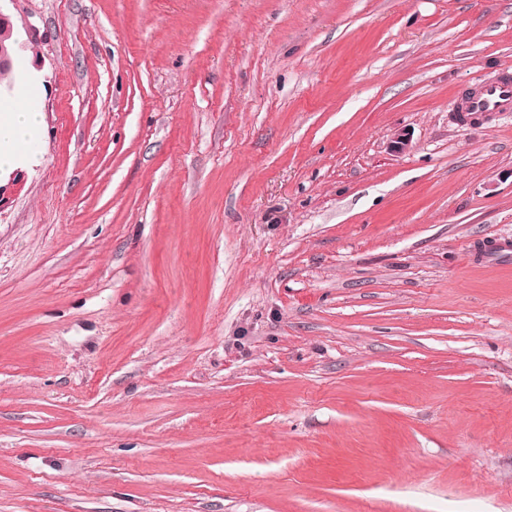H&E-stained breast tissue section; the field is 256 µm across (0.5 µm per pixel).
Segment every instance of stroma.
I'll use <instances>...</instances> for the list:
<instances>
[{
	"mask_svg": "<svg viewBox=\"0 0 512 512\" xmlns=\"http://www.w3.org/2000/svg\"><path fill=\"white\" fill-rule=\"evenodd\" d=\"M0 10V512H512V0ZM467 112H490L492 116L512 112V75L503 72L488 79L478 90L465 96L457 112H452L461 123L489 120L466 116ZM34 87L32 82L24 83L14 98L0 102V170L12 168L27 157L38 140L41 112L23 99ZM28 100H37L35 92H29Z\"/></svg>",
	"mask_w": 512,
	"mask_h": 512,
	"instance_id": "stroma-1",
	"label": "stroma"
}]
</instances>
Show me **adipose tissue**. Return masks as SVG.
I'll list each match as a JSON object with an SVG mask.
<instances>
[{
  "mask_svg": "<svg viewBox=\"0 0 512 512\" xmlns=\"http://www.w3.org/2000/svg\"><path fill=\"white\" fill-rule=\"evenodd\" d=\"M32 88V83H24L14 98L0 102V170L14 167L27 157L38 140L41 114L24 100Z\"/></svg>",
  "mask_w": 512,
  "mask_h": 512,
  "instance_id": "obj_1",
  "label": "adipose tissue"
}]
</instances>
